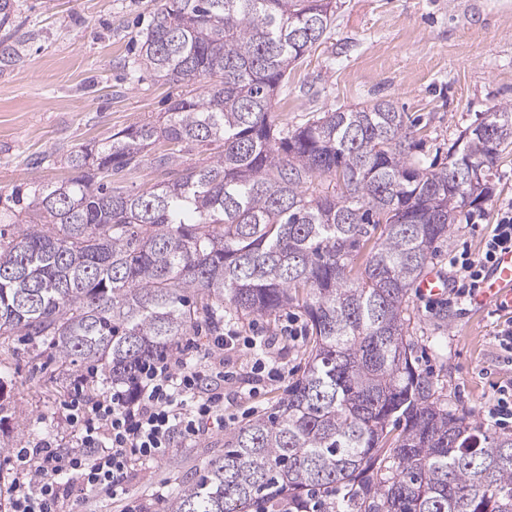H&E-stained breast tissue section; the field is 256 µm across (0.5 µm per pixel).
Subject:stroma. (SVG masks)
<instances>
[{
    "label": "stroma",
    "instance_id": "35a3bbf8",
    "mask_svg": "<svg viewBox=\"0 0 512 512\" xmlns=\"http://www.w3.org/2000/svg\"><path fill=\"white\" fill-rule=\"evenodd\" d=\"M320 44L295 62L276 99L278 122L295 125L311 113L387 100L418 118L413 158L448 161V148L481 114L512 103V0H335ZM12 30L19 58L0 66V194L30 183L69 179L68 152L100 144L126 126L156 120L185 93L129 65L159 0H16ZM409 331L422 371L437 379L449 405L474 424L499 387L512 384L496 345L502 320L495 305L465 311L435 306L409 290ZM309 323L294 306L269 316H236L241 335L278 334L289 318ZM308 337L279 352L287 381L249 394L252 360L230 353L238 374L224 387V410L238 423L287 397L308 368ZM86 363L65 365L53 348L25 337L0 339V503L15 476L7 458L35 438L73 439L62 419L74 380ZM224 432L202 436L166 458L136 464L130 496L144 504L156 492L173 498L224 451Z\"/></svg>",
    "mask_w": 512,
    "mask_h": 512
}]
</instances>
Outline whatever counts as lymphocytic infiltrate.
<instances>
[{
    "instance_id": "f902f5d3",
    "label": "lymphocytic infiltrate",
    "mask_w": 512,
    "mask_h": 512,
    "mask_svg": "<svg viewBox=\"0 0 512 512\" xmlns=\"http://www.w3.org/2000/svg\"><path fill=\"white\" fill-rule=\"evenodd\" d=\"M497 216L482 235L479 253H450V306L477 296L498 254L512 249V200L500 204ZM276 344V337H243L231 327L203 350L192 341L172 346L141 368L134 385H115L95 397L77 393L64 405L79 433L74 446L40 438L15 453L20 477L9 491L10 512H83L85 491L127 502L133 462L163 458L226 426L224 383L232 374L224 368L225 352L242 345L251 351L252 384L258 387L286 377Z\"/></svg>"
}]
</instances>
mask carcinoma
<instances>
[{
    "instance_id": "1",
    "label": "carcinoma",
    "mask_w": 512,
    "mask_h": 512,
    "mask_svg": "<svg viewBox=\"0 0 512 512\" xmlns=\"http://www.w3.org/2000/svg\"><path fill=\"white\" fill-rule=\"evenodd\" d=\"M333 15V0H163L136 67L204 91L162 124L70 151L72 178L6 198L5 216L30 220L0 234V338L127 384L203 324L294 305L307 372L167 512H313V494L341 486L357 512H512V435L448 407L407 318L435 244L491 196L512 105L461 131L437 169L411 158L414 125L388 101L277 123L273 97ZM161 140L166 179L140 194L114 184ZM199 148L208 157L188 161Z\"/></svg>"
}]
</instances>
